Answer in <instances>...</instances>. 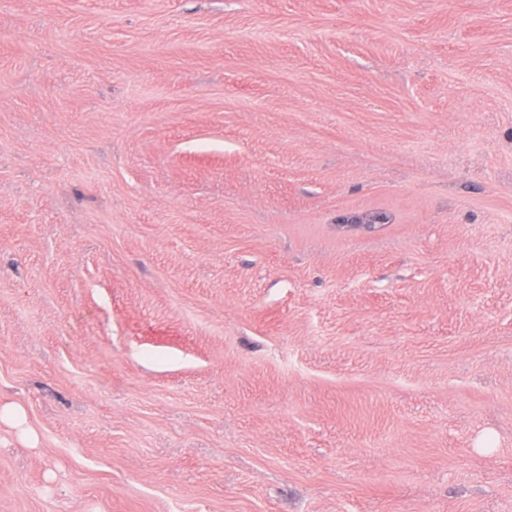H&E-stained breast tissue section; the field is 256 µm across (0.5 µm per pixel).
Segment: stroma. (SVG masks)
<instances>
[{
  "label": "stroma",
  "instance_id": "1",
  "mask_svg": "<svg viewBox=\"0 0 512 512\" xmlns=\"http://www.w3.org/2000/svg\"><path fill=\"white\" fill-rule=\"evenodd\" d=\"M4 404L0 512H512V0H0Z\"/></svg>",
  "mask_w": 512,
  "mask_h": 512
}]
</instances>
